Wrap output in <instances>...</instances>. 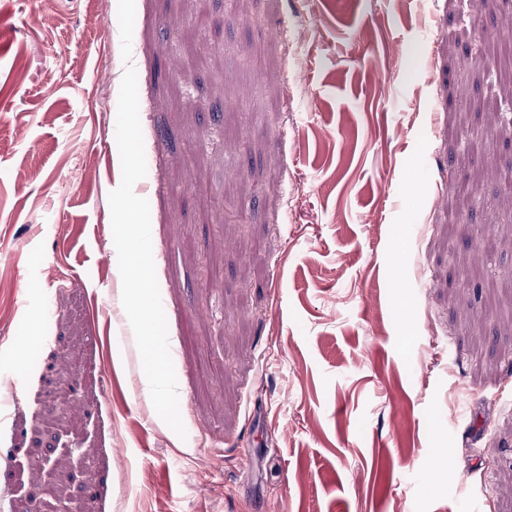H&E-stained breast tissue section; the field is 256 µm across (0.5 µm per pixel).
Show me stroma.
<instances>
[{
  "label": "stroma",
  "instance_id": "obj_1",
  "mask_svg": "<svg viewBox=\"0 0 512 512\" xmlns=\"http://www.w3.org/2000/svg\"><path fill=\"white\" fill-rule=\"evenodd\" d=\"M117 9L0 0V493L512 512V0H136L127 62ZM129 65L183 439L121 302ZM79 443L70 439L67 434H57L54 437L53 448L55 451H60L63 456L75 457L76 456V468L81 476L89 478L83 465L82 455L79 453Z\"/></svg>",
  "mask_w": 512,
  "mask_h": 512
}]
</instances>
